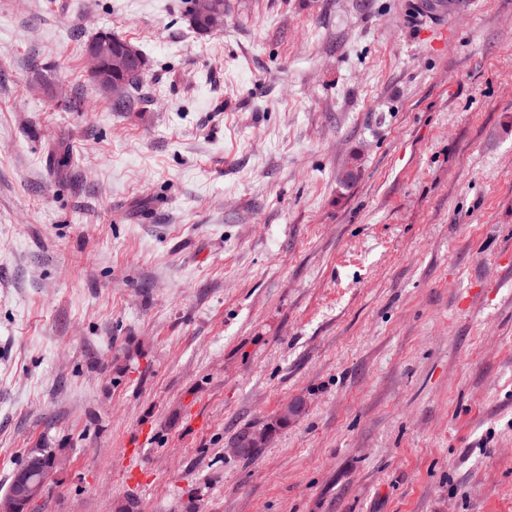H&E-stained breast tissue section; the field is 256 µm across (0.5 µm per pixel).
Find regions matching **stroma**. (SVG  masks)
Returning <instances> with one entry per match:
<instances>
[{
    "instance_id": "obj_1",
    "label": "stroma",
    "mask_w": 512,
    "mask_h": 512,
    "mask_svg": "<svg viewBox=\"0 0 512 512\" xmlns=\"http://www.w3.org/2000/svg\"><path fill=\"white\" fill-rule=\"evenodd\" d=\"M191 5L0 0V496L48 446L35 512H512V0ZM225 0H194L188 17L190 26L201 35H212L224 27ZM86 56L90 71L97 75L99 83L114 101L124 98L128 92L125 99L113 102L114 105L130 109L133 105L130 89L139 86L143 72L130 76L127 81L126 77L145 69L146 60L141 50L130 40L103 29L87 45ZM269 438L270 434L266 432L265 427L251 426L246 428L237 438L232 441L228 450L235 455L252 457L257 454L258 449H254L246 454L244 453L251 448L253 449L265 447L269 441ZM57 454L56 448H45L44 446L32 448L28 451L24 461L19 465V467L25 465L32 458H36L37 470L35 478L47 480L53 469L56 467Z\"/></svg>"
}]
</instances>
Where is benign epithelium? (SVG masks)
<instances>
[{
	"instance_id": "7a95c632",
	"label": "benign epithelium",
	"mask_w": 512,
	"mask_h": 512,
	"mask_svg": "<svg viewBox=\"0 0 512 512\" xmlns=\"http://www.w3.org/2000/svg\"><path fill=\"white\" fill-rule=\"evenodd\" d=\"M225 0H194L193 12L188 17L190 26L201 35H212L224 27ZM90 71L112 99L120 100L127 94L126 77L146 67L141 50L130 40L109 30L98 31L86 48ZM270 434L266 429L251 426L235 438L229 451L242 455L249 449L263 448ZM14 487L18 494L36 502L45 493L46 484L33 479L32 470L23 468L16 472Z\"/></svg>"
}]
</instances>
